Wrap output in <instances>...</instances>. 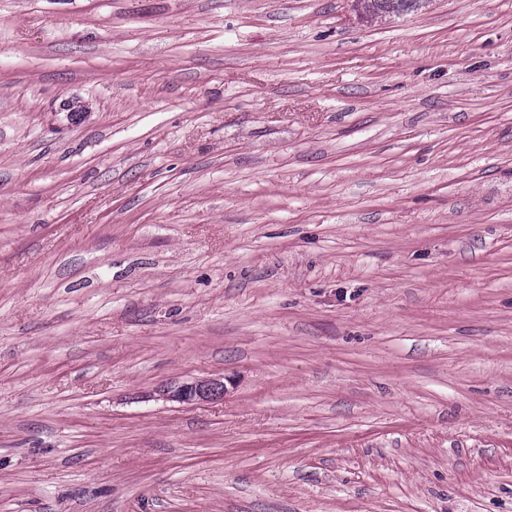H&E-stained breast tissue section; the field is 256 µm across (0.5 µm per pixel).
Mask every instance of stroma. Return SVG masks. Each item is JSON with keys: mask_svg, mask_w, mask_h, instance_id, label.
<instances>
[{"mask_svg": "<svg viewBox=\"0 0 512 512\" xmlns=\"http://www.w3.org/2000/svg\"><path fill=\"white\" fill-rule=\"evenodd\" d=\"M0 512H512V0H0ZM422 0H357V6L360 14L367 21H373L378 18H385L390 13L399 12L404 8H415L417 3ZM223 376L192 378L159 389L166 401L185 405H196L224 398Z\"/></svg>", "mask_w": 512, "mask_h": 512, "instance_id": "stroma-1", "label": "stroma"}]
</instances>
